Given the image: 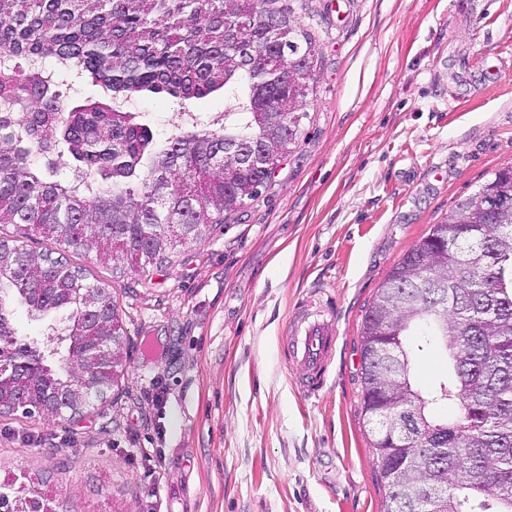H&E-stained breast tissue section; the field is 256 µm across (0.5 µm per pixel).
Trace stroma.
Here are the masks:
<instances>
[{"instance_id":"35a3bbf8","label":"stroma","mask_w":512,"mask_h":512,"mask_svg":"<svg viewBox=\"0 0 512 512\" xmlns=\"http://www.w3.org/2000/svg\"><path fill=\"white\" fill-rule=\"evenodd\" d=\"M279 3L321 70L297 147L260 195L142 273L65 250L109 287L127 355L89 413L0 415V482L38 483L55 512H384L362 319L430 225L512 165V0ZM319 282L339 342L307 400L282 336ZM65 317L12 305L17 332L45 347L61 345ZM157 453L146 476L137 460Z\"/></svg>"}]
</instances>
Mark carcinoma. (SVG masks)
I'll return each instance as SVG.
<instances>
[{"instance_id": "1", "label": "carcinoma", "mask_w": 512, "mask_h": 512, "mask_svg": "<svg viewBox=\"0 0 512 512\" xmlns=\"http://www.w3.org/2000/svg\"><path fill=\"white\" fill-rule=\"evenodd\" d=\"M269 0H0V224L72 247H94L132 272L160 264L209 224L266 187L301 134L319 53L301 25ZM75 72L100 99L69 108L61 86ZM231 94L224 126H190L161 140L119 106L140 98L183 103ZM62 139L78 181L33 166ZM233 152H257L242 164ZM4 258L21 255L0 280V326L17 300L40 315L59 309L80 326L77 286L109 314L83 330L81 347L123 336L110 290L87 281L64 255L36 253L0 237ZM30 288L41 289L33 298ZM398 348L393 362L368 357L372 343ZM435 349L447 374L421 389L415 356ZM123 344L99 364L115 386ZM362 414L384 490V512H512V166L498 169L448 217L430 227L390 270L365 310L361 332ZM42 358L44 379L74 380L68 356H42L12 330L0 357ZM455 404L452 420L433 417ZM417 421L409 433L402 423ZM444 434L448 445L434 446ZM24 495L49 509L33 486L0 484V512Z\"/></svg>"}]
</instances>
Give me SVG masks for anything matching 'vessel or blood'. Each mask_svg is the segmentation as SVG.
<instances>
[{
	"label": "vessel or blood",
	"mask_w": 512,
	"mask_h": 512,
	"mask_svg": "<svg viewBox=\"0 0 512 512\" xmlns=\"http://www.w3.org/2000/svg\"><path fill=\"white\" fill-rule=\"evenodd\" d=\"M315 293L323 297L325 312H299L287 338L288 356L297 368L300 390L310 399L319 397L328 383L338 342L335 298L326 295L321 286Z\"/></svg>",
	"instance_id": "b4317fda"
}]
</instances>
